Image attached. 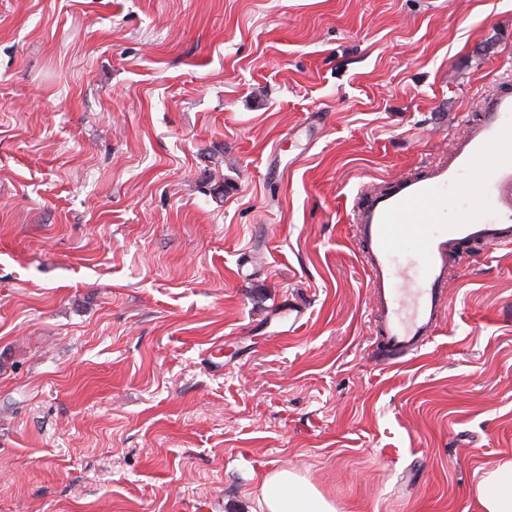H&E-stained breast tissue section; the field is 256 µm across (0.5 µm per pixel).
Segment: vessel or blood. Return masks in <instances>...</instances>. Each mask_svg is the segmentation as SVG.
<instances>
[{
    "instance_id": "1",
    "label": "vessel or blood",
    "mask_w": 512,
    "mask_h": 512,
    "mask_svg": "<svg viewBox=\"0 0 512 512\" xmlns=\"http://www.w3.org/2000/svg\"><path fill=\"white\" fill-rule=\"evenodd\" d=\"M351 222L377 340L404 363L435 332L461 246H512V89L485 101L448 158L385 189L366 186Z\"/></svg>"
}]
</instances>
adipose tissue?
<instances>
[{
    "label": "adipose tissue",
    "instance_id": "ef3b65f1",
    "mask_svg": "<svg viewBox=\"0 0 512 512\" xmlns=\"http://www.w3.org/2000/svg\"><path fill=\"white\" fill-rule=\"evenodd\" d=\"M258 494L263 512H336L315 486L286 468L264 475ZM474 494L480 512H512V459L483 471Z\"/></svg>",
    "mask_w": 512,
    "mask_h": 512
}]
</instances>
